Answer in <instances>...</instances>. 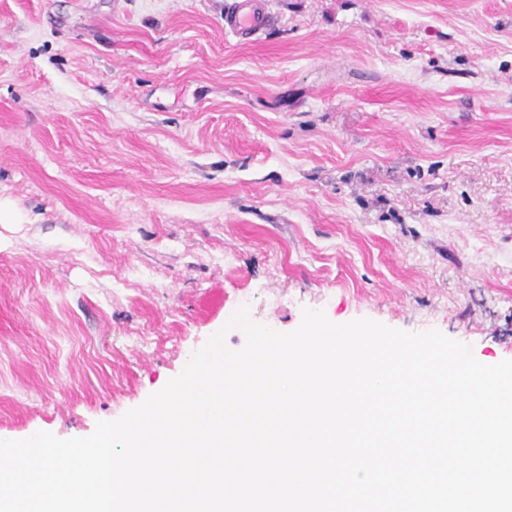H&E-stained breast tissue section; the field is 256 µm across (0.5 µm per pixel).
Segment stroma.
I'll return each mask as SVG.
<instances>
[{"label": "stroma", "instance_id": "35a3bbf8", "mask_svg": "<svg viewBox=\"0 0 512 512\" xmlns=\"http://www.w3.org/2000/svg\"><path fill=\"white\" fill-rule=\"evenodd\" d=\"M0 0V435L89 436L242 307L512 359V0ZM262 0H229L224 6V32L239 42L257 40L268 22Z\"/></svg>", "mask_w": 512, "mask_h": 512}]
</instances>
